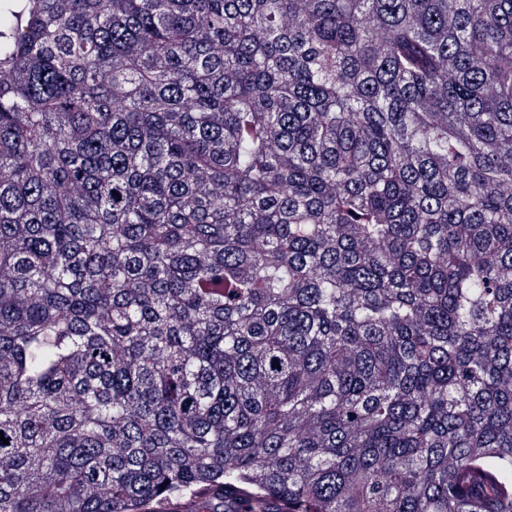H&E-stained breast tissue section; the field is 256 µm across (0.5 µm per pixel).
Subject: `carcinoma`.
<instances>
[{
    "label": "carcinoma",
    "mask_w": 512,
    "mask_h": 512,
    "mask_svg": "<svg viewBox=\"0 0 512 512\" xmlns=\"http://www.w3.org/2000/svg\"><path fill=\"white\" fill-rule=\"evenodd\" d=\"M0 512H512V0H0Z\"/></svg>",
    "instance_id": "1"
}]
</instances>
